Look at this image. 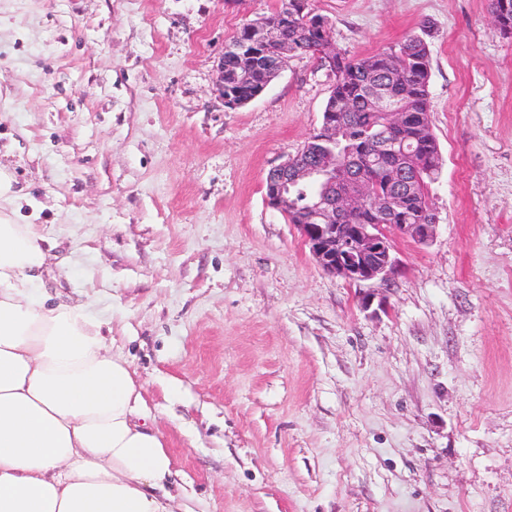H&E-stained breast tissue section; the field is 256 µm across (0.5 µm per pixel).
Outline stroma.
Instances as JSON below:
<instances>
[{"label": "stroma", "mask_w": 512, "mask_h": 512, "mask_svg": "<svg viewBox=\"0 0 512 512\" xmlns=\"http://www.w3.org/2000/svg\"><path fill=\"white\" fill-rule=\"evenodd\" d=\"M277 0H0V167L51 302L108 321L190 512H512V38L488 0H312L361 58L429 26L440 218L381 285L265 201L333 83L216 64ZM370 306H363L365 294Z\"/></svg>", "instance_id": "stroma-1"}]
</instances>
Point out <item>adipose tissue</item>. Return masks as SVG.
<instances>
[{
	"label": "adipose tissue",
	"instance_id": "ef3b65f1",
	"mask_svg": "<svg viewBox=\"0 0 512 512\" xmlns=\"http://www.w3.org/2000/svg\"><path fill=\"white\" fill-rule=\"evenodd\" d=\"M0 171V512H184L143 387L84 307L48 305L49 251Z\"/></svg>",
	"mask_w": 512,
	"mask_h": 512
}]
</instances>
